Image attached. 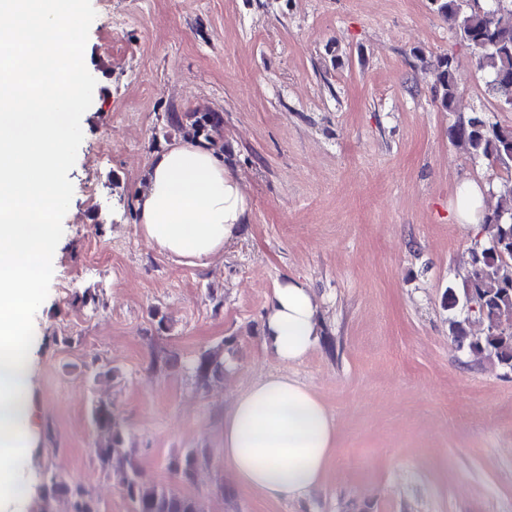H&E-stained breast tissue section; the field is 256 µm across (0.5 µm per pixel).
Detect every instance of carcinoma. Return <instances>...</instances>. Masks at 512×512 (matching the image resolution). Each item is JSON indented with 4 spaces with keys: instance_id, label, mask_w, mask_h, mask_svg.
Here are the masks:
<instances>
[{
    "instance_id": "cac0c4a2",
    "label": "carcinoma",
    "mask_w": 512,
    "mask_h": 512,
    "mask_svg": "<svg viewBox=\"0 0 512 512\" xmlns=\"http://www.w3.org/2000/svg\"><path fill=\"white\" fill-rule=\"evenodd\" d=\"M431 4L437 12L455 18L456 34L477 51L479 66L488 73L500 106L512 110V0H489L486 6L479 0H431ZM435 70L439 105L450 111L457 94L456 74L446 58L437 60ZM168 121L214 144L224 119L218 112H187L182 116L172 114ZM455 136L470 154L512 173V127L490 124L475 116L460 124ZM485 224L492 229L490 244L474 243L470 250L471 273L462 291L450 288L445 297L444 306L450 312L449 333L454 342L460 344L466 338L471 351L484 353L512 369V180L503 183L500 202L486 216ZM472 301L479 303L478 316L485 331L471 339L461 313ZM224 370V355L218 348L202 353L194 365L202 388L223 376ZM92 415L100 433L96 450L99 465L132 503L133 512H205L198 498L141 480L137 463L124 448L123 431L112 418L108 403L96 402ZM207 463L206 449L188 448L171 456L168 467L189 482L197 469ZM58 495L72 500L73 512H101L85 487L56 476L40 495L41 512H51V502Z\"/></svg>"
}]
</instances>
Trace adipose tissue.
Wrapping results in <instances>:
<instances>
[{
  "label": "adipose tissue",
  "mask_w": 512,
  "mask_h": 512,
  "mask_svg": "<svg viewBox=\"0 0 512 512\" xmlns=\"http://www.w3.org/2000/svg\"><path fill=\"white\" fill-rule=\"evenodd\" d=\"M135 211L142 235L164 255L205 261L239 239L250 203L237 177L203 141L157 152ZM264 343L284 364L301 362L322 334L309 286L284 278L262 316ZM336 423L323 400L286 374L241 392L224 415V465L243 492L294 500L319 488L334 461Z\"/></svg>",
  "instance_id": "ef3b65f1"
}]
</instances>
